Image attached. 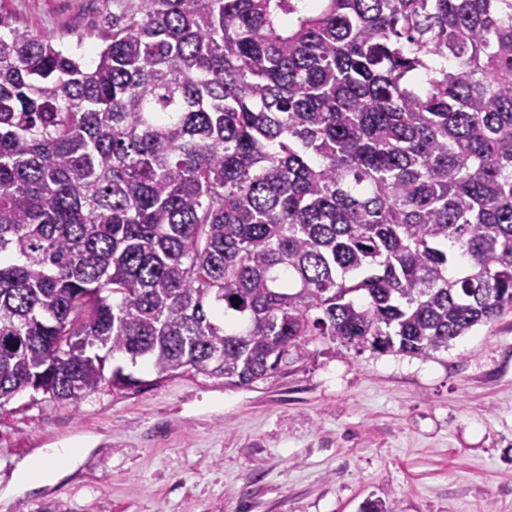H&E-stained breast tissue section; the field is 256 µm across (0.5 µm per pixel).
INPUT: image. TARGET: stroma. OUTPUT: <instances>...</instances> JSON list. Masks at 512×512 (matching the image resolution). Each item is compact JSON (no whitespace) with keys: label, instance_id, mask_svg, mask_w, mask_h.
Here are the masks:
<instances>
[{"label":"stroma","instance_id":"obj_1","mask_svg":"<svg viewBox=\"0 0 512 512\" xmlns=\"http://www.w3.org/2000/svg\"><path fill=\"white\" fill-rule=\"evenodd\" d=\"M128 0H0L17 25L94 60ZM276 376L195 372L77 404L0 408V512H512V313L430 356L321 336ZM76 448L47 483L25 460Z\"/></svg>","mask_w":512,"mask_h":512}]
</instances>
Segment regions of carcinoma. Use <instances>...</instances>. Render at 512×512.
<instances>
[{"label":"carcinoma","instance_id":"carcinoma-1","mask_svg":"<svg viewBox=\"0 0 512 512\" xmlns=\"http://www.w3.org/2000/svg\"><path fill=\"white\" fill-rule=\"evenodd\" d=\"M81 47L0 14V407L512 313V0H129Z\"/></svg>","mask_w":512,"mask_h":512}]
</instances>
